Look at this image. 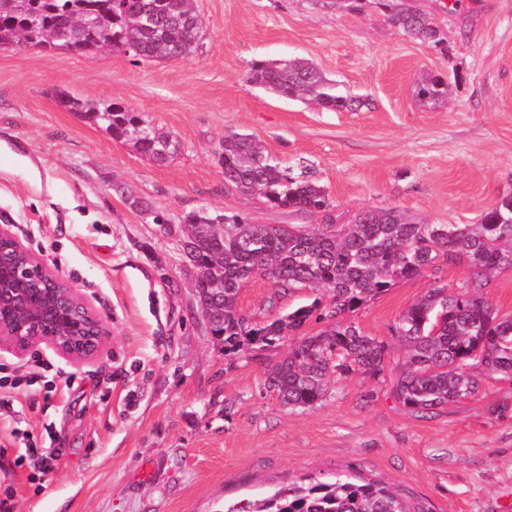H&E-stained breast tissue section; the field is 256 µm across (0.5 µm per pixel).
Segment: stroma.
Wrapping results in <instances>:
<instances>
[{"label": "stroma", "instance_id": "obj_1", "mask_svg": "<svg viewBox=\"0 0 512 512\" xmlns=\"http://www.w3.org/2000/svg\"><path fill=\"white\" fill-rule=\"evenodd\" d=\"M447 32L431 47L391 25L382 0L352 12L336 0H195L202 46L187 61L0 48V225L69 280L108 332L105 352L75 363L41 348L54 391L20 385L19 415L0 413V498L15 512H224L310 477L384 482L412 512H512V380L425 416L389 392L405 359L390 328L429 288L456 287L465 267L398 282L356 311L362 333L389 341L378 377L331 379L324 400L289 409L264 389L267 361L233 360L196 309L178 247L191 211L255 224L321 225L270 208L224 181L216 152L244 132L285 165L306 161L334 223L395 208L418 224H475L512 192V0H415ZM313 62L367 106L331 111L249 80L260 59ZM424 72L448 76V104L416 97ZM59 90L139 112L178 143L150 161L55 102ZM143 198L166 224L129 207ZM255 278L238 306L255 319L310 302ZM60 444L52 471L15 464L25 438Z\"/></svg>", "mask_w": 512, "mask_h": 512}]
</instances>
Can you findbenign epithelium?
Returning <instances> with one entry per match:
<instances>
[{"label":"benign epithelium","instance_id":"obj_1","mask_svg":"<svg viewBox=\"0 0 512 512\" xmlns=\"http://www.w3.org/2000/svg\"><path fill=\"white\" fill-rule=\"evenodd\" d=\"M24 277L42 287H14ZM107 340L104 323L79 289L0 226V350L23 359L43 345L60 357L82 362L99 357Z\"/></svg>","mask_w":512,"mask_h":512}]
</instances>
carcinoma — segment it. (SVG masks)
<instances>
[{
    "mask_svg": "<svg viewBox=\"0 0 512 512\" xmlns=\"http://www.w3.org/2000/svg\"><path fill=\"white\" fill-rule=\"evenodd\" d=\"M390 20L406 37L437 47L445 30L407 3L389 0ZM97 20L94 30L83 24ZM193 0H0V44L35 42L43 47L94 56L122 52L152 61L190 60L201 47ZM250 80L287 98L315 101L338 110H357L367 101L344 91L303 59L259 60ZM441 76L420 80L426 105L448 98ZM68 112L100 125L115 141L162 163L177 143L140 113L112 101L95 102L61 91ZM224 180L238 192L265 199L274 209L331 217L332 201L306 167L294 173L269 158L248 135L231 133L217 152ZM129 206L164 215L127 196ZM178 238L185 262L197 272L194 300L211 335L233 359H260L289 340L288 354L270 364L264 388L288 408L323 401L333 377H377L389 352L383 339L363 334L348 315L389 291L397 282L464 265L467 278L455 289L431 288L391 327V337L406 348L407 359L393 379L390 394L407 411L425 415L473 395L480 377H512V316L501 315L483 297L488 278L512 269V194L486 209L478 224H417L396 209L365 210L348 224L313 229L297 224H252L240 216L206 210L182 218ZM257 276L283 288L324 291L313 301L263 321L246 317L238 296ZM324 323L316 333L300 334L310 321ZM227 512H410L406 502L377 481H352L345 475L293 484L248 506Z\"/></svg>",
    "mask_w": 512,
    "mask_h": 512,
    "instance_id": "cac0c4a2",
    "label": "carcinoma"
}]
</instances>
